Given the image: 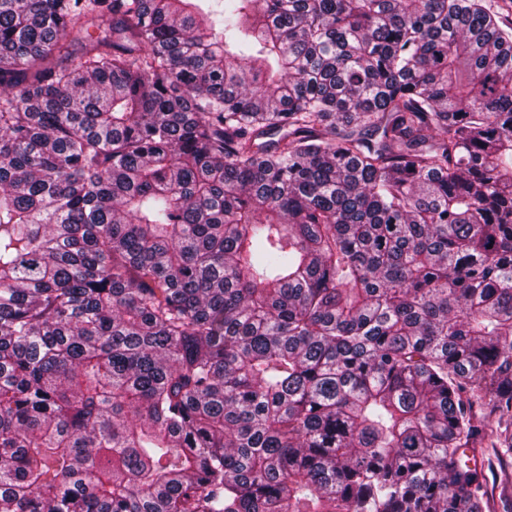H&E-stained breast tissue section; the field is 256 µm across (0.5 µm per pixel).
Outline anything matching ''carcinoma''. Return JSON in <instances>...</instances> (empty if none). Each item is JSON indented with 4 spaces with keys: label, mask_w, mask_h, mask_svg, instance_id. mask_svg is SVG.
<instances>
[{
    "label": "carcinoma",
    "mask_w": 512,
    "mask_h": 512,
    "mask_svg": "<svg viewBox=\"0 0 512 512\" xmlns=\"http://www.w3.org/2000/svg\"><path fill=\"white\" fill-rule=\"evenodd\" d=\"M512 508V0H0V512Z\"/></svg>",
    "instance_id": "cac0c4a2"
}]
</instances>
